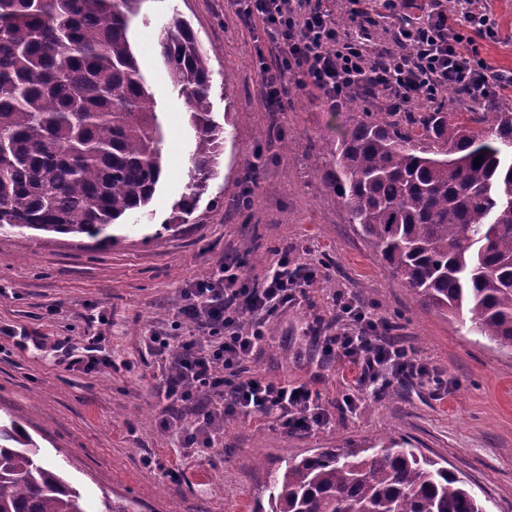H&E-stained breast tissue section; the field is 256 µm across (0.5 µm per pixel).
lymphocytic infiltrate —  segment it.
Segmentation results:
<instances>
[{"label":"lymphocytic infiltrate","instance_id":"lymphocytic-infiltrate-1","mask_svg":"<svg viewBox=\"0 0 512 512\" xmlns=\"http://www.w3.org/2000/svg\"><path fill=\"white\" fill-rule=\"evenodd\" d=\"M243 19L259 17L269 35V52H258V76L270 111H279L292 91L314 87L333 106L362 87L389 100L396 112L435 102L440 93L466 90L473 102L512 91V71L479 58L476 37L493 38L497 22L483 0H458L447 14L432 0L427 15L403 18L397 50L372 56L338 28L323 0H236ZM314 273L305 263L283 258L262 281L229 273L216 264L210 276L180 292L175 327L189 325L186 336L151 333V352L169 358L168 372L153 392L163 413L177 404L195 407L184 426L188 445L212 447L225 417L258 413L282 421L291 430L319 423L315 392L307 385L245 375L243 365L264 337L265 320L287 303L294 290ZM339 329L326 339L328 361H342L354 372L352 382L382 390L395 384L429 385L435 395L448 392V381L423 362L415 349L394 336L385 320H373L362 305H337Z\"/></svg>","mask_w":512,"mask_h":512}]
</instances>
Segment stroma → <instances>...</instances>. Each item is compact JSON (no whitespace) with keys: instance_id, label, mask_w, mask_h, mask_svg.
Wrapping results in <instances>:
<instances>
[{"instance_id":"obj_1","label":"stroma","mask_w":512,"mask_h":512,"mask_svg":"<svg viewBox=\"0 0 512 512\" xmlns=\"http://www.w3.org/2000/svg\"><path fill=\"white\" fill-rule=\"evenodd\" d=\"M487 2L499 34L476 45L496 68L512 70V0ZM236 10L234 0L141 4L132 44L164 127V175L145 214L113 225L107 240L0 230V421L23 427L87 512H101L107 497L137 512H252L268 498V471L316 451L370 448L389 435L446 460L487 512H512V398L504 394L512 389V352L422 305L356 235L308 163L335 138L345 108H331L308 87L284 99L282 111H268L256 67L267 36L260 21L244 24ZM403 15V7L371 0L355 35L369 50L393 48ZM176 16L209 52L212 112L225 141L189 222L172 226L195 132L159 55L144 47ZM285 255L317 275L266 322L249 367L261 379L308 385L325 423L290 431L274 419L233 415L213 450L182 454L151 391L165 362L144 334L169 330L180 289L209 276L216 261L259 281ZM340 296L388 320L447 378V396L344 385L341 365L321 354L336 333ZM92 361L97 369L86 371ZM214 451L222 458L213 465Z\"/></svg>"}]
</instances>
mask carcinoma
Masks as SVG:
<instances>
[{
	"label": "carcinoma",
	"instance_id": "cac0c4a2",
	"mask_svg": "<svg viewBox=\"0 0 512 512\" xmlns=\"http://www.w3.org/2000/svg\"><path fill=\"white\" fill-rule=\"evenodd\" d=\"M142 0H0V229L85 234L145 210L163 169L162 123L130 41ZM157 48L195 129L185 224L215 174L209 54L176 17ZM345 102L326 186L359 237L422 305L512 350V104L371 112ZM484 161L474 166L478 156ZM253 512H485L438 460L389 436L295 459L267 475ZM0 512H86L15 422L0 425Z\"/></svg>",
	"mask_w": 512,
	"mask_h": 512
}]
</instances>
